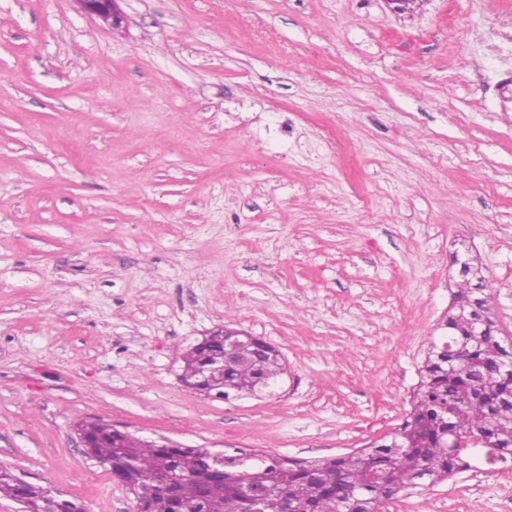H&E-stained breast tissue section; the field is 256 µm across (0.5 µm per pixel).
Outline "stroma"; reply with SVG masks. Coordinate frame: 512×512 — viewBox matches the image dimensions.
I'll list each match as a JSON object with an SVG mask.
<instances>
[{
	"mask_svg": "<svg viewBox=\"0 0 512 512\" xmlns=\"http://www.w3.org/2000/svg\"><path fill=\"white\" fill-rule=\"evenodd\" d=\"M0 0V466L135 512L78 424L315 461L392 435L460 280L512 346V0ZM274 391L183 386L221 328ZM449 477L378 512H501ZM82 9L90 15H95L103 22L118 28L123 22V17L116 8L118 0H77Z\"/></svg>",
	"mask_w": 512,
	"mask_h": 512,
	"instance_id": "stroma-1",
	"label": "stroma"
}]
</instances>
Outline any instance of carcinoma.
Masks as SVG:
<instances>
[{"label":"carcinoma","mask_w":512,"mask_h":512,"mask_svg":"<svg viewBox=\"0 0 512 512\" xmlns=\"http://www.w3.org/2000/svg\"><path fill=\"white\" fill-rule=\"evenodd\" d=\"M448 333L431 343L421 382L413 394L410 419L394 437L349 455L299 462L269 454H224L215 469L207 448H176L145 441L111 426L87 422L79 432L86 453L133 492L144 512H247L240 487L265 491L263 512H283L288 500L297 512H376L401 491L431 486L468 459L512 460V351L499 338L489 297L475 275L461 276L446 321ZM182 378L192 380L210 367L209 386L230 393L257 394L284 373L276 351L258 354L242 341L224 358V342L206 336L182 355ZM467 439L448 449V434ZM185 476L167 490L162 480ZM20 502L25 512H83L61 493L31 485L0 467V497Z\"/></svg>","instance_id":"obj_1"}]
</instances>
